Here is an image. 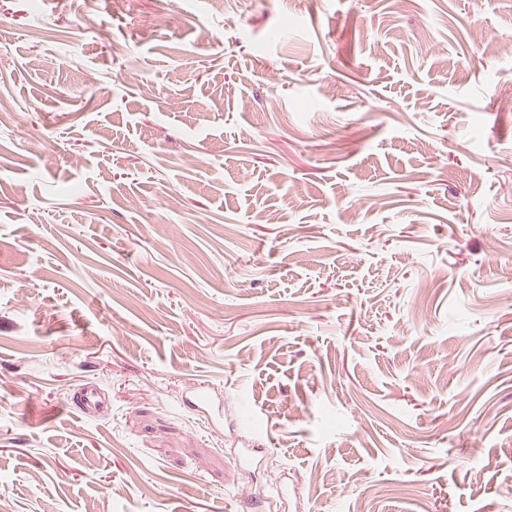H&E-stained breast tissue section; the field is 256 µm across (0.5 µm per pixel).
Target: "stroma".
<instances>
[{
	"label": "stroma",
	"instance_id": "stroma-1",
	"mask_svg": "<svg viewBox=\"0 0 512 512\" xmlns=\"http://www.w3.org/2000/svg\"><path fill=\"white\" fill-rule=\"evenodd\" d=\"M489 32L512 0H0V512L283 472L288 512H512ZM76 407L85 415L95 417L104 409L105 400H103L100 389L92 383H85L77 392Z\"/></svg>",
	"mask_w": 512,
	"mask_h": 512
}]
</instances>
